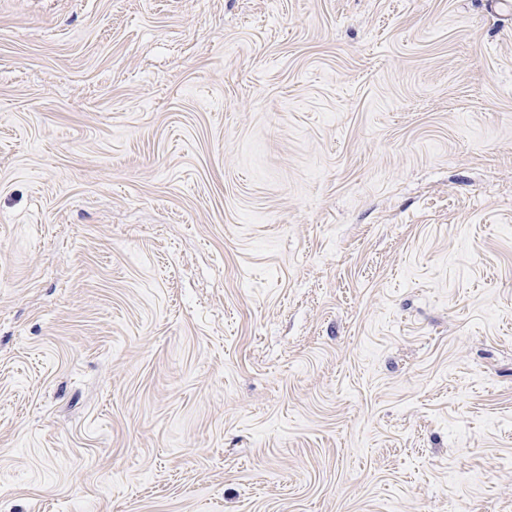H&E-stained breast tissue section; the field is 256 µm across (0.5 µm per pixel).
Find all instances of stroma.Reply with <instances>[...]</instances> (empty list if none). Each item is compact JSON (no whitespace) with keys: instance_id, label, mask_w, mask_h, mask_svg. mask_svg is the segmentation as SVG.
<instances>
[{"instance_id":"stroma-1","label":"stroma","mask_w":512,"mask_h":512,"mask_svg":"<svg viewBox=\"0 0 512 512\" xmlns=\"http://www.w3.org/2000/svg\"><path fill=\"white\" fill-rule=\"evenodd\" d=\"M0 512H512V0H0Z\"/></svg>"}]
</instances>
